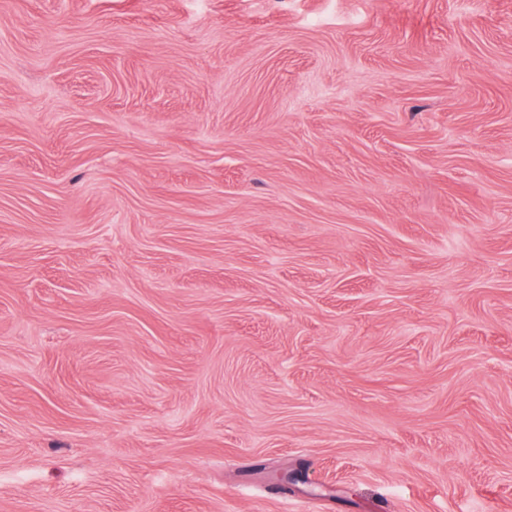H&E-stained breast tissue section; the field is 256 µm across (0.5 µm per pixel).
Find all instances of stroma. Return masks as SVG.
I'll return each instance as SVG.
<instances>
[{
    "instance_id": "stroma-1",
    "label": "stroma",
    "mask_w": 512,
    "mask_h": 512,
    "mask_svg": "<svg viewBox=\"0 0 512 512\" xmlns=\"http://www.w3.org/2000/svg\"><path fill=\"white\" fill-rule=\"evenodd\" d=\"M0 512H512V0H0Z\"/></svg>"
}]
</instances>
